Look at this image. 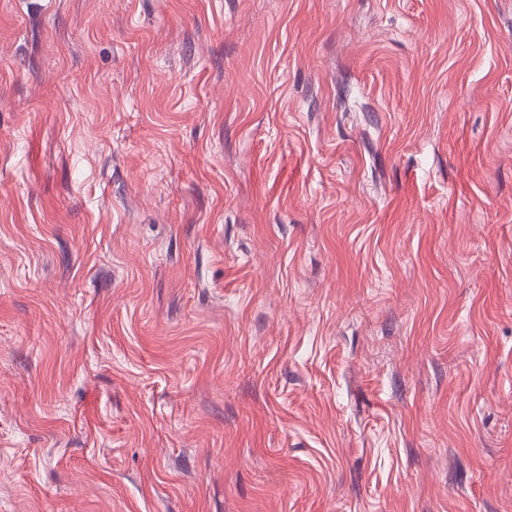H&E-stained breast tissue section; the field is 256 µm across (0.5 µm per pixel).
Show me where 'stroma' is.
Returning a JSON list of instances; mask_svg holds the SVG:
<instances>
[{
	"mask_svg": "<svg viewBox=\"0 0 512 512\" xmlns=\"http://www.w3.org/2000/svg\"><path fill=\"white\" fill-rule=\"evenodd\" d=\"M0 512H512V0H0Z\"/></svg>",
	"mask_w": 512,
	"mask_h": 512,
	"instance_id": "stroma-1",
	"label": "stroma"
}]
</instances>
